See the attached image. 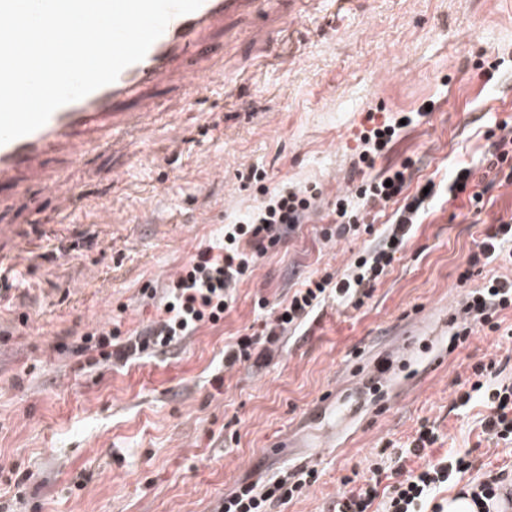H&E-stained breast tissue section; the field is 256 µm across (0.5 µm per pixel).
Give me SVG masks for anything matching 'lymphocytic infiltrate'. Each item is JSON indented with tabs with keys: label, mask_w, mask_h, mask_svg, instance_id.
<instances>
[{
	"label": "lymphocytic infiltrate",
	"mask_w": 512,
	"mask_h": 512,
	"mask_svg": "<svg viewBox=\"0 0 512 512\" xmlns=\"http://www.w3.org/2000/svg\"><path fill=\"white\" fill-rule=\"evenodd\" d=\"M414 120L411 114L404 118L396 115L361 132L355 168L362 171L364 177L354 199H337L335 225L325 230V239L349 233L361 215L403 196L407 183L404 168L393 166L379 170L375 164L390 151L404 123ZM425 200L421 192L406 198L391 224L384 226L377 244L360 253L341 278L307 279L287 302L274 307L269 306L266 299H259V308L270 311L267 332L261 336L245 334L225 344V370H233L249 360L261 362L269 358L288 331L304 325L327 297H335L344 307L361 309L371 299L374 285L386 274L397 254L403 252ZM314 208V195L297 186L280 183L267 192L261 205L253 208L245 219L225 225L220 243L199 250L178 276L162 288L160 320L130 335L121 345L112 342L118 334L114 328L103 327L84 333L73 344V351L95 352L105 361L114 358L126 361L150 348L160 351L176 348L201 326L219 323L231 307L235 286L248 279L259 258L278 246L284 234L304 223ZM495 259L512 263V223L502 221L487 227L476 250L468 255L458 277L459 283L467 284ZM510 307L512 280L489 278L481 287L469 291L454 334L455 341L466 342L480 325L499 330V314ZM476 400L488 410L481 421L484 433L493 440L511 443L512 382L500 380L495 363L473 365L467 388L458 394L454 405L464 407ZM438 439L434 424L421 423L406 451L392 465L373 467L370 478L342 493L334 512H369L381 495L386 498V512H423L427 500L436 491L462 481L471 469L467 457L458 453L436 458L417 469L407 467L409 457H426ZM317 479V470L306 468L284 474L262 486L244 482L225 496L218 512H271L274 506L292 502Z\"/></svg>",
	"instance_id": "1"
}]
</instances>
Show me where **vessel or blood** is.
<instances>
[{
    "instance_id": "vessel-or-blood-1",
    "label": "vessel or blood",
    "mask_w": 512,
    "mask_h": 512,
    "mask_svg": "<svg viewBox=\"0 0 512 512\" xmlns=\"http://www.w3.org/2000/svg\"><path fill=\"white\" fill-rule=\"evenodd\" d=\"M266 3L267 0H203L196 11L173 17L144 59L126 67L115 82L58 108L35 132L0 145V187L17 188L34 177L58 191L61 204H68L70 195L64 188V176L43 169L42 160L62 152L78 164L88 147L124 144L134 125L147 130L150 117L161 109L158 101L148 97V90L177 75L189 94L200 92L199 77L205 74L214 54L205 40L206 34L223 26L231 15L248 9L263 11ZM131 98L139 101L134 115L120 109Z\"/></svg>"
}]
</instances>
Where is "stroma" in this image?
<instances>
[{
	"label": "stroma",
	"mask_w": 512,
	"mask_h": 512,
	"mask_svg": "<svg viewBox=\"0 0 512 512\" xmlns=\"http://www.w3.org/2000/svg\"><path fill=\"white\" fill-rule=\"evenodd\" d=\"M207 41L209 91L192 98L170 80L152 91L165 110L145 136L77 165L47 158L70 211L35 182L0 188V512H217L239 483L303 467L318 481L275 512H332L345 478H369L427 420L432 457L465 451L469 478L512 480V443L483 434L482 406L454 405L476 363L502 362L512 381V309L460 346L450 324L467 256L512 218V186L494 184L487 155L512 124V0H315L295 25L243 15ZM494 59L495 74L479 69ZM418 110L377 166L407 164L410 196L433 184L431 210L367 305L327 300L268 363L225 371V342L264 328L258 299L339 277L375 244L397 202L366 216L373 233L323 232L360 181L361 130ZM460 166L486 185L482 207L449 198ZM253 168L265 186L312 190L316 209L237 284L223 321L125 365L70 352L92 328L126 336L159 319L144 292L261 203Z\"/></svg>",
	"instance_id": "35a3bbf8"
}]
</instances>
